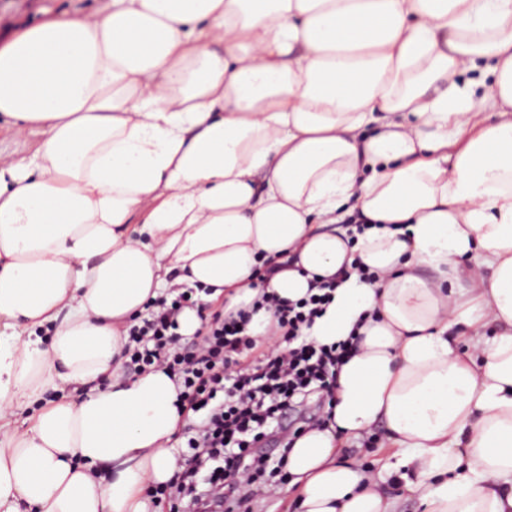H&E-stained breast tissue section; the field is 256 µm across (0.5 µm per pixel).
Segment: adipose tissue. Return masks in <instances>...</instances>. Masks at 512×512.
Listing matches in <instances>:
<instances>
[{
  "mask_svg": "<svg viewBox=\"0 0 512 512\" xmlns=\"http://www.w3.org/2000/svg\"><path fill=\"white\" fill-rule=\"evenodd\" d=\"M1 115L41 141L0 160V512H152L187 415L131 319L335 276L294 512H512V0H109L0 46ZM384 442L383 434L380 430H376L373 434L366 436L362 440H358V444H351L348 448H344L345 458L356 460L358 463L367 469H379L382 462H379L384 454L379 451V448Z\"/></svg>",
  "mask_w": 512,
  "mask_h": 512,
  "instance_id": "1",
  "label": "adipose tissue"
}]
</instances>
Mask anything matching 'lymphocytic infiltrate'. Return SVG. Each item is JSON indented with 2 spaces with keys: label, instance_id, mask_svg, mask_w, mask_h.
Returning a JSON list of instances; mask_svg holds the SVG:
<instances>
[{
  "label": "lymphocytic infiltrate",
  "instance_id": "1",
  "mask_svg": "<svg viewBox=\"0 0 512 512\" xmlns=\"http://www.w3.org/2000/svg\"><path fill=\"white\" fill-rule=\"evenodd\" d=\"M335 281L314 284L297 302L262 294L257 307L272 309L275 336L257 348L247 333L250 315L214 312L203 328L183 340L178 316L191 292L159 300L128 330L127 367L138 373L157 365L178 378L180 396L200 419L186 431L180 469L151 495L167 499L174 512H252L256 497L273 496L296 432L284 422L286 410L333 405L331 390L339 367L353 354L344 340L320 346L308 340L310 327L332 299ZM277 442L278 456L264 452Z\"/></svg>",
  "mask_w": 512,
  "mask_h": 512
}]
</instances>
